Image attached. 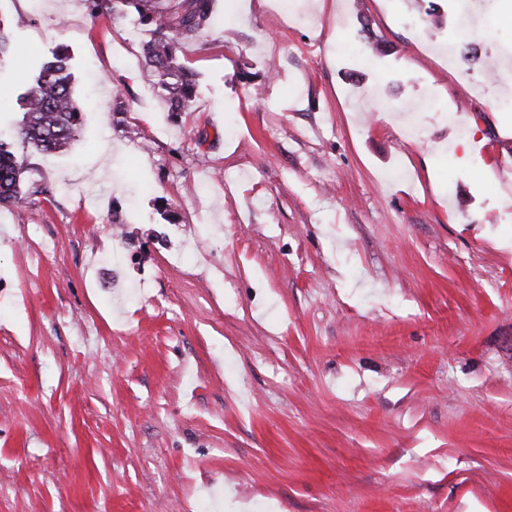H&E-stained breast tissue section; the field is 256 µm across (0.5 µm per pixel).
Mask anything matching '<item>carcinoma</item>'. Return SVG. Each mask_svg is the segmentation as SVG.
Masks as SVG:
<instances>
[{
  "mask_svg": "<svg viewBox=\"0 0 512 512\" xmlns=\"http://www.w3.org/2000/svg\"><path fill=\"white\" fill-rule=\"evenodd\" d=\"M112 0L133 7L145 25L154 26L143 47L146 64L158 77L171 111L187 112L196 97L193 75L179 62L181 44L213 20L212 0ZM23 115L14 135L41 153L66 149L79 134L82 106L71 84L67 57L58 53L42 63L21 96ZM27 159L12 148L0 132V208L34 204L35 196L49 193L45 184L23 188Z\"/></svg>",
  "mask_w": 512,
  "mask_h": 512,
  "instance_id": "cac0c4a2",
  "label": "carcinoma"
}]
</instances>
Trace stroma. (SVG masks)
Masks as SVG:
<instances>
[{
    "label": "stroma",
    "instance_id": "35a3bbf8",
    "mask_svg": "<svg viewBox=\"0 0 512 512\" xmlns=\"http://www.w3.org/2000/svg\"><path fill=\"white\" fill-rule=\"evenodd\" d=\"M322 4L214 0L174 112L136 14L0 0V121L91 90L0 208V512H512V0ZM21 102L23 115L14 132L17 138L41 153L62 151L76 140L82 106L63 54L39 66Z\"/></svg>",
    "mask_w": 512,
    "mask_h": 512
}]
</instances>
